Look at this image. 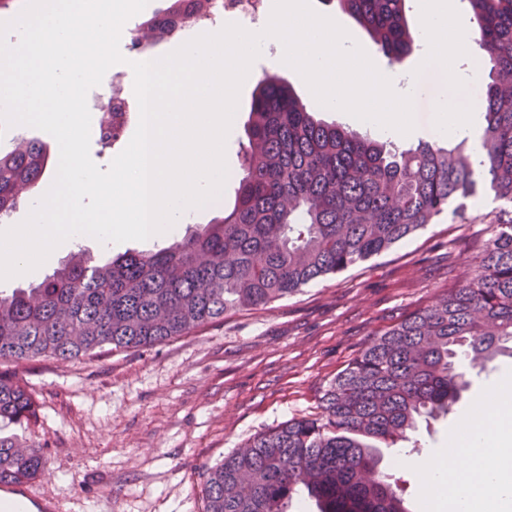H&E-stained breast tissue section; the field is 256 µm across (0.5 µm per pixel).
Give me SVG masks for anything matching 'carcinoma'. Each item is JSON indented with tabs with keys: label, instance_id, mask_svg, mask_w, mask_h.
<instances>
[{
	"label": "carcinoma",
	"instance_id": "carcinoma-1",
	"mask_svg": "<svg viewBox=\"0 0 512 512\" xmlns=\"http://www.w3.org/2000/svg\"><path fill=\"white\" fill-rule=\"evenodd\" d=\"M214 0H163L145 16L153 40ZM369 33L389 64L415 49L406 0H327ZM484 51L482 158L467 139L401 149L316 119L275 75L257 82L236 202L222 222L167 247L95 264L83 253L29 289L0 290V365L94 357L151 347L240 311L266 307L310 282L377 256L478 192L512 205V0H467ZM100 142L120 141L114 118ZM46 144L0 150V219L41 188ZM512 354V219L489 226L481 260L461 285L375 337L323 390L320 412L250 438L204 474L203 512H288L307 492L319 512H405L380 449L408 441L421 419L445 415L469 386L465 367ZM35 415L26 382L0 370V417ZM45 472L37 446L0 438V485Z\"/></svg>",
	"mask_w": 512,
	"mask_h": 512
}]
</instances>
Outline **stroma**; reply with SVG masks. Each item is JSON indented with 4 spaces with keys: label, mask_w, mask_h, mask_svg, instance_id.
<instances>
[{
    "label": "stroma",
    "mask_w": 512,
    "mask_h": 512,
    "mask_svg": "<svg viewBox=\"0 0 512 512\" xmlns=\"http://www.w3.org/2000/svg\"><path fill=\"white\" fill-rule=\"evenodd\" d=\"M412 53L401 72L419 71L417 136L438 142L431 94L439 76ZM480 194L462 214H445L390 250L305 286L271 308L225 316L186 336L91 360L40 359L16 366L36 417L0 419V437L43 448V475L26 482L56 512H201L205 469L257 433L315 413L326 385L373 335L464 278L477 260L472 236L500 218ZM512 358L472 375L453 413L419 423L422 451L445 447L461 417L503 375Z\"/></svg>",
    "instance_id": "stroma-1"
}]
</instances>
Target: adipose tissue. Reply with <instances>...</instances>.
Instances as JSON below:
<instances>
[{"label": "adipose tissue", "instance_id": "obj_1", "mask_svg": "<svg viewBox=\"0 0 512 512\" xmlns=\"http://www.w3.org/2000/svg\"><path fill=\"white\" fill-rule=\"evenodd\" d=\"M512 410V376H503L492 404L477 403L450 438L451 446L418 458L397 452L395 461L417 472L422 501L440 500L449 479L464 489L453 497L449 512H512V426L488 431L489 417Z\"/></svg>", "mask_w": 512, "mask_h": 512}]
</instances>
